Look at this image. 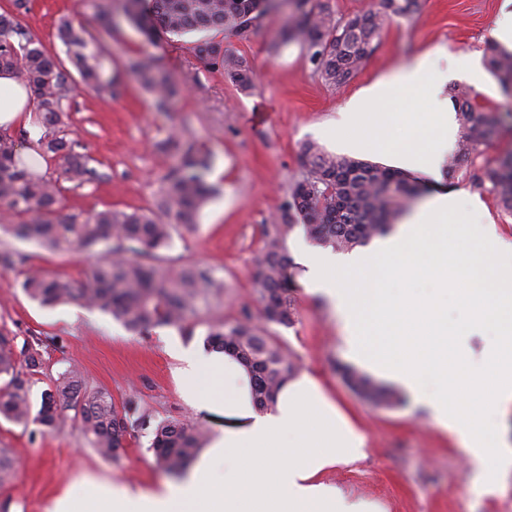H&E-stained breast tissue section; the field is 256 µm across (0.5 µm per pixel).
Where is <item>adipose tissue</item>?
<instances>
[{
	"instance_id": "adipose-tissue-1",
	"label": "adipose tissue",
	"mask_w": 512,
	"mask_h": 512,
	"mask_svg": "<svg viewBox=\"0 0 512 512\" xmlns=\"http://www.w3.org/2000/svg\"><path fill=\"white\" fill-rule=\"evenodd\" d=\"M444 82L426 58L415 59L348 106L337 132L355 150L390 154L440 178L457 132L440 97ZM425 99L431 111H421ZM390 100L395 111H384ZM17 127L28 130L25 151L33 153L40 128L30 90L15 71L0 69V129ZM298 257L306 292L333 305L346 354L455 438L474 495L494 494L512 470V446L494 437L486 418L512 406V245L491 225H468L459 194L438 189L369 249H302ZM418 277L435 285L436 297L407 289ZM452 281L465 312L456 327L440 302ZM486 321L500 323L501 337L475 369L457 338ZM175 357L186 399L214 426L210 448L180 481L143 488L92 480L82 493L53 499L47 512H379L324 478L364 458L368 440L317 378L291 376L260 411L244 368L229 355L180 349Z\"/></svg>"
}]
</instances>
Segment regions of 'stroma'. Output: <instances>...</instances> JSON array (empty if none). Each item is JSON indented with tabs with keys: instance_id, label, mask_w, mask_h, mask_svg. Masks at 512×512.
I'll return each mask as SVG.
<instances>
[{
	"instance_id": "35a3bbf8",
	"label": "stroma",
	"mask_w": 512,
	"mask_h": 512,
	"mask_svg": "<svg viewBox=\"0 0 512 512\" xmlns=\"http://www.w3.org/2000/svg\"><path fill=\"white\" fill-rule=\"evenodd\" d=\"M420 3L417 18H396L384 26L357 75L340 86L319 77L301 45L270 52L285 12L264 15L249 39L224 33L225 52L243 57L252 69L253 86L243 92L223 72L199 63L190 50L194 35L151 41L119 13L112 24H104L101 9L113 8L117 0H29V10L19 21L52 50L62 49L55 26L66 14L97 38L114 71L121 72L127 58L148 56L183 89L165 113L157 111L150 96L128 76L115 98L81 86L73 90L65 132L94 159L102 177L63 190V211L151 207L173 165L160 145L171 130L182 131L212 153L208 180L218 193L202 209L196 228L175 232L154 263L171 272L207 267L222 285L186 326L158 327L139 335L109 313L78 302L42 307L23 292V270L0 274V333L51 339L43 352L45 372L32 379L33 403H40L51 376L75 368L88 387L107 390L115 403L133 395L152 416L201 422V415L182 397L175 347L203 349L209 324L234 320L245 307L259 311L255 279L263 232L304 172L303 146L311 142L328 153L351 156V149L332 134L342 112L414 58L448 68L443 98H450L451 86H467L489 113V140L479 154L461 158L444 183L461 192L468 223H493L498 234L512 242V215L470 180L488 159L512 154V95L501 90L484 64L492 23L501 9L512 11V0ZM458 55L471 57L473 73L450 71L451 59ZM4 248L22 252L31 266L69 280L85 279L96 258L92 252H56L0 231ZM292 298L293 325L271 326V333L288 349L296 371L319 373L337 404L368 436L366 458L331 471L330 481L355 497L380 503L384 512H512V473L496 495L474 497L465 454L452 436L410 402L378 405L351 389L338 372L348 358L342 328L329 305L307 295L298 282L292 285ZM149 444L146 432H132L121 458L114 461L88 445L73 412H66L51 431L1 420L0 448L12 451L17 467L14 479L0 485V512H46L54 498L90 479L132 486L162 482L166 474Z\"/></svg>"
}]
</instances>
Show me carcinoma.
Wrapping results in <instances>:
<instances>
[{"instance_id":"obj_1","label":"carcinoma","mask_w":512,"mask_h":512,"mask_svg":"<svg viewBox=\"0 0 512 512\" xmlns=\"http://www.w3.org/2000/svg\"><path fill=\"white\" fill-rule=\"evenodd\" d=\"M13 7L0 13V68L17 71L28 83L43 128L42 157L56 163L58 176L53 181L44 178L18 154V141L26 131L0 133V205L20 217L9 230L19 239L36 240L56 251H91L101 243L110 244L91 267L87 282L51 277L31 267L22 282L24 293L47 307L74 301L107 312L138 334L182 325L220 284L207 267L171 274L145 259L167 248L174 232L196 228L201 208L215 192L207 179L212 154L174 132L166 150L175 165L152 207L105 208L85 216L62 214V184L80 185L99 177L90 166V157L77 151L79 144L61 135L68 119L65 102L75 78L96 93L112 97L119 94L122 82L112 73H103L98 42L73 19L60 18L56 29V39L66 48L63 60L19 22L17 12L28 9V0H13ZM419 8V0H377L374 9L337 18L322 0H121L120 4L125 19L150 39L212 34L193 43L194 56L205 68L224 71L241 91L252 87L251 68L245 59L224 53V44L213 38L215 34L228 31L245 39L265 13L284 9L287 21L273 51L292 43L305 46L321 78L336 86L358 73L387 22L410 18ZM485 64L503 91L512 93V53L492 44ZM126 71L159 111H168L182 93L173 76L151 58H130ZM454 101L462 134L457 154L448 160L450 175L460 156L485 144L491 122L489 114L472 101L470 90H456ZM302 155L306 172L293 184L291 200L282 206L278 223L271 225L263 241L256 276L262 303L258 318L245 309L231 322L209 325L205 337L206 347L230 355L246 369L252 401L259 410L275 401L286 376L294 370L287 348L266 329L268 324L288 327L294 322L288 294L292 261L287 249L296 228L294 216L307 220V231L317 244L350 250L389 232L396 216L418 194V180L400 170L329 154L312 143L303 146ZM471 179L478 188L490 187L502 209L512 214V155L488 162ZM28 262V255L19 251H0L1 272ZM42 345V339L35 338L18 346L16 337L0 334V418L54 430L62 414L72 410L79 416L90 447L112 458L120 456L127 435L145 430L151 435L149 450L156 462L176 478L206 444L208 435L202 428L156 418L135 397L119 408L107 391L88 388L72 368L51 380L39 408L33 409L30 378L43 372ZM339 371L352 389L377 404L391 406L402 401L396 390L349 366L341 365ZM14 471L10 449L0 448V484Z\"/></svg>"}]
</instances>
